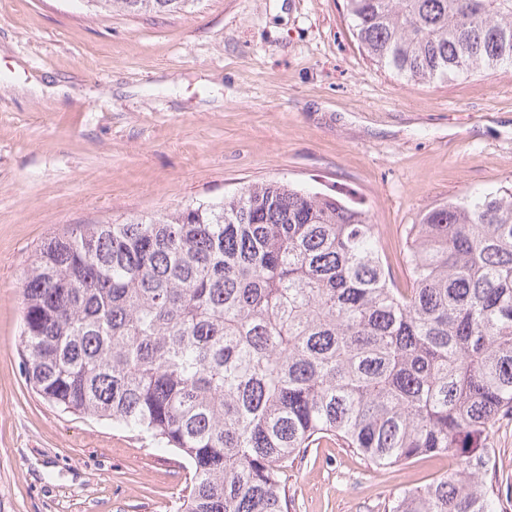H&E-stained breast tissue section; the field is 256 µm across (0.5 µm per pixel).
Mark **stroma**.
Returning a JSON list of instances; mask_svg holds the SVG:
<instances>
[{"label":"stroma","instance_id":"stroma-1","mask_svg":"<svg viewBox=\"0 0 512 512\" xmlns=\"http://www.w3.org/2000/svg\"><path fill=\"white\" fill-rule=\"evenodd\" d=\"M262 180L365 210L395 277L430 207L512 185V69L407 81L358 49L344 0H194L166 15L0 0V512H182L191 473L30 386L20 278L81 224L171 211ZM484 481L512 512V418ZM447 458L389 470L325 440L287 473L291 512H384Z\"/></svg>","mask_w":512,"mask_h":512}]
</instances>
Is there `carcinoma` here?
<instances>
[{
  "label": "carcinoma",
  "instance_id": "1",
  "mask_svg": "<svg viewBox=\"0 0 512 512\" xmlns=\"http://www.w3.org/2000/svg\"><path fill=\"white\" fill-rule=\"evenodd\" d=\"M344 2L411 82L512 69V0ZM406 266L400 288L366 211L279 181L82 224L23 271L22 362L48 404L177 452L184 512H288V467L334 438L377 470L463 459L388 512H499L476 448L512 414V187L428 209Z\"/></svg>",
  "mask_w": 512,
  "mask_h": 512
}]
</instances>
